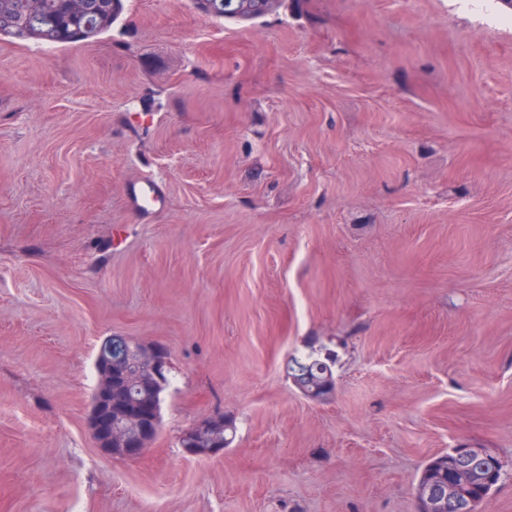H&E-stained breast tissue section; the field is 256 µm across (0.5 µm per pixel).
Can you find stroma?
Here are the masks:
<instances>
[{
    "mask_svg": "<svg viewBox=\"0 0 512 512\" xmlns=\"http://www.w3.org/2000/svg\"><path fill=\"white\" fill-rule=\"evenodd\" d=\"M123 4L0 41V512H417L451 448L501 458L512 512V10ZM112 335L172 358L135 458L89 428ZM312 348L326 403L285 371ZM218 413L235 441L185 455ZM204 1L212 3L208 6ZM194 2L206 12L219 18H224V14H239L249 7V0H195ZM164 196L160 187L151 179H143L134 183L133 193L128 202L143 211H149L162 206Z\"/></svg>",
    "mask_w": 512,
    "mask_h": 512,
    "instance_id": "35a3bbf8",
    "label": "stroma"
}]
</instances>
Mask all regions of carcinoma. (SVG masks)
Here are the masks:
<instances>
[{"instance_id": "1", "label": "carcinoma", "mask_w": 512, "mask_h": 512, "mask_svg": "<svg viewBox=\"0 0 512 512\" xmlns=\"http://www.w3.org/2000/svg\"><path fill=\"white\" fill-rule=\"evenodd\" d=\"M0 0V40H33L46 44H73L92 40L109 30L123 11L122 0ZM313 372L305 388L319 402L331 399L322 384L332 371V359L310 351L304 356ZM494 461L492 466L475 465L476 478L466 488L471 512H480L483 503L503 474V462L484 451Z\"/></svg>"}]
</instances>
